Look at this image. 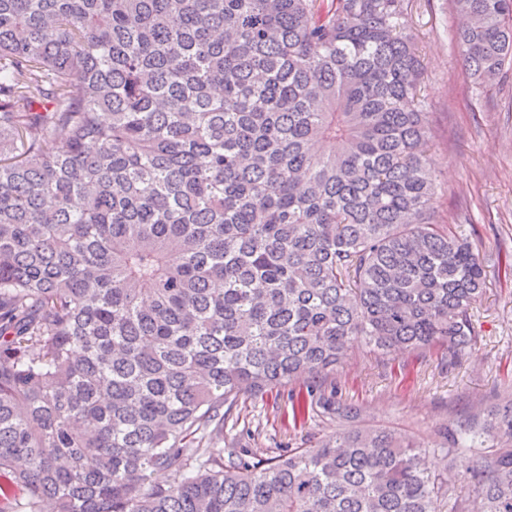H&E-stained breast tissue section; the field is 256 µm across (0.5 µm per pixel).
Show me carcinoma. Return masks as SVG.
<instances>
[{"instance_id":"carcinoma-1","label":"carcinoma","mask_w":512,"mask_h":512,"mask_svg":"<svg viewBox=\"0 0 512 512\" xmlns=\"http://www.w3.org/2000/svg\"><path fill=\"white\" fill-rule=\"evenodd\" d=\"M451 2L490 85L512 0ZM408 6L0 0V512H469L384 428L199 447L360 338L475 339L485 266L432 203ZM438 451L512 512V399Z\"/></svg>"}]
</instances>
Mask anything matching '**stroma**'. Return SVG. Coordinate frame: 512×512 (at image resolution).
Here are the masks:
<instances>
[{
	"label": "stroma",
	"instance_id": "stroma-1",
	"mask_svg": "<svg viewBox=\"0 0 512 512\" xmlns=\"http://www.w3.org/2000/svg\"><path fill=\"white\" fill-rule=\"evenodd\" d=\"M408 12L424 63L434 206L486 266L487 286L471 309L476 339L456 353L435 347L386 357L357 341L321 392L358 407L360 425L419 442L429 469L441 473L449 467L437 451L441 431L486 417L512 396V274L504 271L512 262V72L475 85L456 49L462 21L451 0H410ZM305 391L296 382L233 409L204 446L269 458L318 447L348 429L319 406L294 420L291 398Z\"/></svg>",
	"mask_w": 512,
	"mask_h": 512
}]
</instances>
